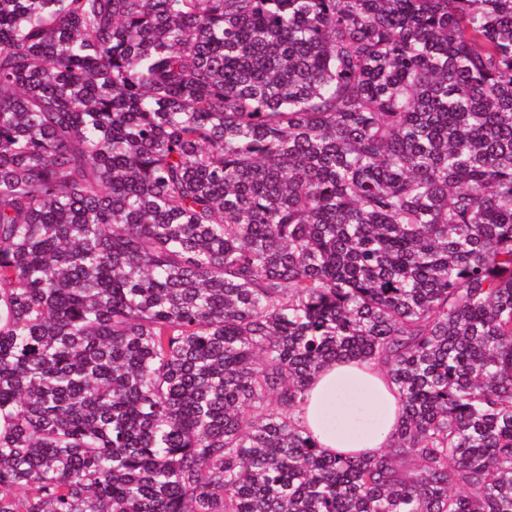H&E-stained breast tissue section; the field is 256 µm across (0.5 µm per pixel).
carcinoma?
Masks as SVG:
<instances>
[{"label":"carcinoma","mask_w":512,"mask_h":512,"mask_svg":"<svg viewBox=\"0 0 512 512\" xmlns=\"http://www.w3.org/2000/svg\"><path fill=\"white\" fill-rule=\"evenodd\" d=\"M0 512H512V0H0ZM300 426L326 453L379 456L399 422L394 385L372 362H331L311 380L297 412Z\"/></svg>","instance_id":"cac0c4a2"}]
</instances>
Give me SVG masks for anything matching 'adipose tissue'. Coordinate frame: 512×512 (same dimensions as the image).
<instances>
[{
  "label": "adipose tissue",
  "instance_id": "1",
  "mask_svg": "<svg viewBox=\"0 0 512 512\" xmlns=\"http://www.w3.org/2000/svg\"><path fill=\"white\" fill-rule=\"evenodd\" d=\"M297 417L326 453L378 456L400 415L394 386L375 364L335 361L311 380Z\"/></svg>",
  "mask_w": 512,
  "mask_h": 512
}]
</instances>
